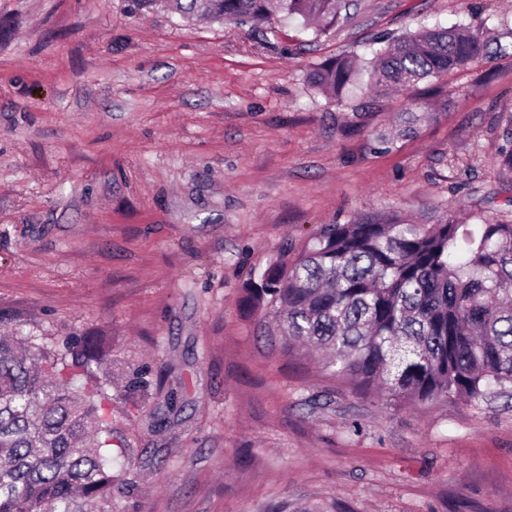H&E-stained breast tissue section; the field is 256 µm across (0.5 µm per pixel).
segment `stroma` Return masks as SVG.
<instances>
[{
  "label": "stroma",
  "instance_id": "obj_1",
  "mask_svg": "<svg viewBox=\"0 0 512 512\" xmlns=\"http://www.w3.org/2000/svg\"><path fill=\"white\" fill-rule=\"evenodd\" d=\"M345 2L318 34L0 0V332L111 342L115 512H512L511 399H369L242 305L325 224L512 220V0ZM460 22L486 50L420 91L308 83Z\"/></svg>",
  "mask_w": 512,
  "mask_h": 512
}]
</instances>
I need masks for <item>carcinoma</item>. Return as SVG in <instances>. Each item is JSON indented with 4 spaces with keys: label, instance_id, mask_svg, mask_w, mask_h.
<instances>
[{
    "label": "carcinoma",
    "instance_id": "cac0c4a2",
    "mask_svg": "<svg viewBox=\"0 0 512 512\" xmlns=\"http://www.w3.org/2000/svg\"><path fill=\"white\" fill-rule=\"evenodd\" d=\"M343 0H132L206 22L299 17L332 27ZM486 43L457 24L386 37L372 60L337 56L310 75L338 105L365 80L379 96L467 67ZM244 307L335 376L404 403L512 393V222L326 224L290 262L248 281ZM111 349L0 336V512H114Z\"/></svg>",
    "mask_w": 512,
    "mask_h": 512
}]
</instances>
